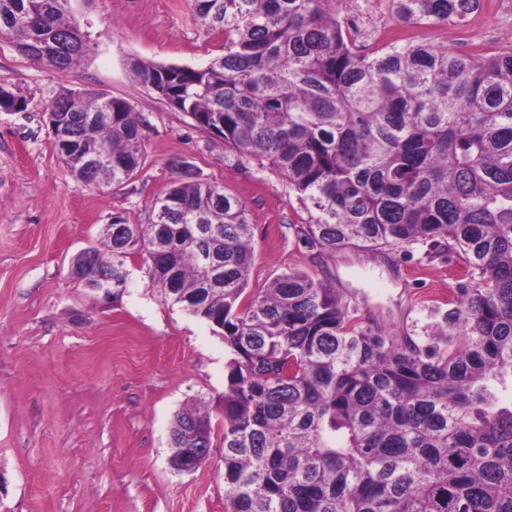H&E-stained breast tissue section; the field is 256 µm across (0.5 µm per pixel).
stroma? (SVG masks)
Returning a JSON list of instances; mask_svg holds the SVG:
<instances>
[{"label": "stroma", "mask_w": 512, "mask_h": 512, "mask_svg": "<svg viewBox=\"0 0 512 512\" xmlns=\"http://www.w3.org/2000/svg\"><path fill=\"white\" fill-rule=\"evenodd\" d=\"M91 50L59 72L0 40V85L22 112H0V512H227L222 405L231 354L221 329L172 305L139 257L112 295L72 265L102 247L113 216L152 218L157 197L194 176L242 199L254 262L247 294L299 270L332 283L357 318L429 343L465 282L464 259L416 243L382 254L299 241L307 217L267 168L239 166L223 139L195 127L132 71L134 61L206 66L224 35L195 0H71ZM456 53L512 49V0H483L465 22L414 26ZM130 103L144 165L122 185L88 187L60 160L48 111L61 88ZM210 409L213 451L189 473L170 466L169 431L195 402Z\"/></svg>", "instance_id": "1"}]
</instances>
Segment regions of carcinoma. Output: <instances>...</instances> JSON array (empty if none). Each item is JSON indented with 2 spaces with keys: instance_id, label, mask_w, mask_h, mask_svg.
Returning <instances> with one entry per match:
<instances>
[{
  "instance_id": "obj_1",
  "label": "carcinoma",
  "mask_w": 512,
  "mask_h": 512,
  "mask_svg": "<svg viewBox=\"0 0 512 512\" xmlns=\"http://www.w3.org/2000/svg\"><path fill=\"white\" fill-rule=\"evenodd\" d=\"M70 0H0V37L58 70L88 50ZM224 55L198 69L136 66L142 83L243 166L268 161L306 221L305 244L383 253L418 242L464 256L469 281L442 342H398L362 326L335 288L291 271L239 304L254 261L246 205L181 182L152 221L112 217L109 257L75 259L98 288L127 283L137 254L152 284L223 330L224 487L231 512H512V50L460 54L416 38L359 49L336 0H196ZM481 0H392L409 25L463 22ZM121 184L143 165L142 122L112 98V120L81 114L106 97L52 101ZM170 463L212 448L209 414L178 412Z\"/></svg>"
}]
</instances>
